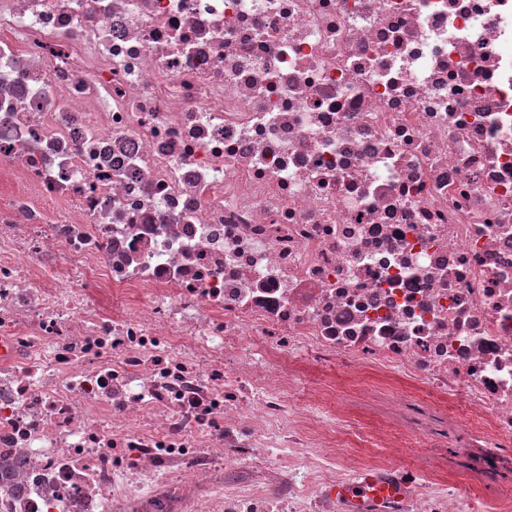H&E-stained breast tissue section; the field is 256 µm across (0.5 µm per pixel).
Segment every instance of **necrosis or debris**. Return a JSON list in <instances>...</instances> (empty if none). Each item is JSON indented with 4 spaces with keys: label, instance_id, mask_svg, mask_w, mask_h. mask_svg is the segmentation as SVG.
<instances>
[{
    "label": "necrosis or debris",
    "instance_id": "necrosis-or-debris-1",
    "mask_svg": "<svg viewBox=\"0 0 512 512\" xmlns=\"http://www.w3.org/2000/svg\"><path fill=\"white\" fill-rule=\"evenodd\" d=\"M447 446L512 467V0H0V512H475ZM368 489H374L373 493L369 495L377 500L384 499L386 497L395 495L399 490L395 486L380 484L369 475H363L361 478L351 485L339 487L336 489L338 496H344L350 498L353 495L360 494Z\"/></svg>",
    "mask_w": 512,
    "mask_h": 512
}]
</instances>
